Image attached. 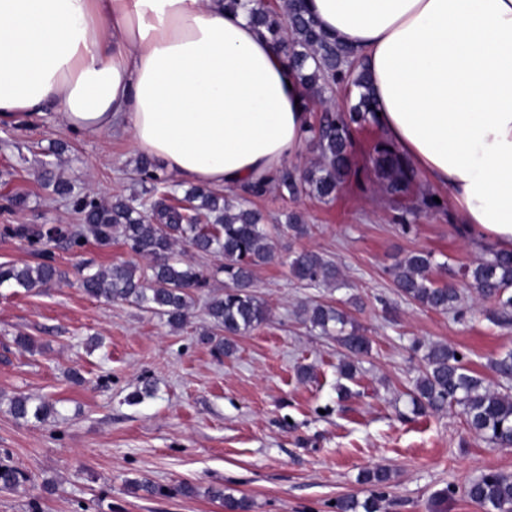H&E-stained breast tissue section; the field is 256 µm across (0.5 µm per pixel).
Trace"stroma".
Here are the masks:
<instances>
[{
	"label": "stroma",
	"mask_w": 512,
	"mask_h": 512,
	"mask_svg": "<svg viewBox=\"0 0 512 512\" xmlns=\"http://www.w3.org/2000/svg\"><path fill=\"white\" fill-rule=\"evenodd\" d=\"M381 138L375 125L357 133L352 157L359 178L332 203L276 189L256 199L267 223L296 211L310 232L282 236L280 260L256 270L254 291L270 319L235 337L232 356L199 341L208 326L205 306L224 289L211 255L184 252L212 278L179 330L80 288L81 272L128 260L118 239L107 248L91 239L79 248L50 243L64 280L38 292L0 288V457L26 477L17 490L0 492V512H30L34 502L40 512H225L208 494L213 487L247 496L251 512H336L338 498L368 495L361 475L378 466L391 475L381 512H481L465 489L489 472L512 475V448L489 447L459 409L411 414L407 393L423 367L411 344H448L472 375L506 391L512 384L494 374L489 360L512 350V325L486 319L484 301L466 286L457 309L422 307L400 294L388 269L397 256L423 249L441 264L434 281L455 282L460 268L487 258L493 246L462 235L448 212L404 223L403 206L386 199L373 171ZM139 155L129 136L73 131L53 108L1 124L0 265L39 259L18 227L81 223L43 172L105 202L116 195L146 199L151 185L135 171ZM301 250L333 260L345 287L294 280L284 258ZM311 301L332 303L369 337L372 349L357 360L354 381L337 371L345 351L335 337L299 318ZM19 335L31 337L34 350L20 349ZM305 367L312 378L302 377ZM74 370L82 382L71 379ZM343 384L348 393H340ZM148 385L153 395L130 403ZM21 394L53 403L56 418L16 419L9 401ZM143 478L158 494L134 489ZM186 485L193 495L182 494Z\"/></svg>",
	"instance_id": "35a3bbf8"
}]
</instances>
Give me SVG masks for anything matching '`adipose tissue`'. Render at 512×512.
<instances>
[{"instance_id":"adipose-tissue-1","label":"adipose tissue","mask_w":512,"mask_h":512,"mask_svg":"<svg viewBox=\"0 0 512 512\" xmlns=\"http://www.w3.org/2000/svg\"><path fill=\"white\" fill-rule=\"evenodd\" d=\"M365 63L377 122L474 239L512 251V0H306ZM285 54L224 0H0V122L59 108L199 184L269 180L305 151Z\"/></svg>"}]
</instances>
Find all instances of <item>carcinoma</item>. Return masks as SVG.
<instances>
[{
    "mask_svg": "<svg viewBox=\"0 0 512 512\" xmlns=\"http://www.w3.org/2000/svg\"><path fill=\"white\" fill-rule=\"evenodd\" d=\"M251 20L264 29L272 40L281 44L289 64L297 71L310 104L321 103L324 93L333 87L358 89V99L348 112L324 110L319 121L308 127L310 140L318 153V162L303 170L285 167L272 182L259 181L243 187L233 197L221 196L204 187L185 192L182 204L169 203L164 191L166 179L159 175V165L146 155L140 156L136 170L142 179L153 185L156 198L135 203L132 197L115 196L106 204L89 194H75L69 182H55V193L67 196L73 209L81 216L78 230L58 227L42 230L14 229L28 234L34 244L42 240H65L71 247H80L89 236L101 246L112 244L114 234L135 257L148 260L140 268L134 264H113L83 275L85 293L105 302L124 301L165 318L173 329L184 327L190 317L195 293L210 286V277L203 270L178 258L174 245L181 243L203 254L222 258L221 270L228 281L224 293L210 298L206 306L210 327L200 341L226 356L235 352L230 341L267 323V304L254 292V270L279 258V237L289 231L295 236L309 233V225L296 213H289L282 224H265L260 212L252 208L254 198L266 194L270 186L290 196L305 194L318 201H331L340 188L357 175L351 154L355 131L376 123L372 107L369 78L363 62L350 47L320 30L306 16L304 0H249ZM373 164L378 184L386 197L399 203L410 192L416 180L393 145L382 139L374 146ZM446 201H434L424 194L407 215L417 218L419 212L441 210ZM437 266L430 251H414L398 257L390 267L401 294L432 310L446 311L456 307L459 295L452 285H438L431 278ZM289 272L298 282L315 288L340 287L343 281L336 264L312 250L294 253L288 261ZM63 277V272L49 256L34 264L0 265V286L22 288L29 292L48 288ZM462 278L479 297L493 302L489 318L512 325V253L490 252V257L462 271ZM299 317L312 330L334 334L346 351L339 373L346 379L356 374L353 359L368 354L370 339L349 324L336 308L320 303L301 307ZM415 352L423 351L424 369L409 392L412 413L440 414L458 406L475 434L495 448L512 447V395L484 384L469 374L458 351L446 343L422 347L413 343ZM492 371L499 377L512 379V351L490 360ZM11 413L18 419L34 418L46 422L55 414L52 404L29 395L16 396L10 403ZM22 475L15 467L0 465V491H13ZM390 480L387 469L378 467L364 474L363 482L374 490L359 499L348 494L336 502V512H379L382 495L378 489ZM467 496L483 512H512V476L491 473L469 484ZM213 498L223 503L227 512H251L246 496L211 489Z\"/></svg>",
    "mask_w": 512,
    "mask_h": 512,
    "instance_id": "obj_1",
    "label": "carcinoma"
}]
</instances>
